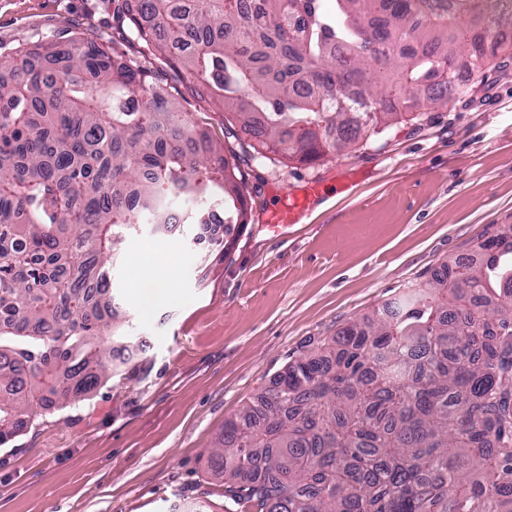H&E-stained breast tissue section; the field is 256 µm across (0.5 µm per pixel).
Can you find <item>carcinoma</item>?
<instances>
[{"instance_id":"cac0c4a2","label":"carcinoma","mask_w":512,"mask_h":512,"mask_svg":"<svg viewBox=\"0 0 512 512\" xmlns=\"http://www.w3.org/2000/svg\"><path fill=\"white\" fill-rule=\"evenodd\" d=\"M125 0L263 151L311 164L416 119L512 26L488 0ZM231 164L122 56L85 36L0 59V446L107 365L111 265L138 224L247 223ZM368 321L288 361L211 453L224 512H512V226Z\"/></svg>"}]
</instances>
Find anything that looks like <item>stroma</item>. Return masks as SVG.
Returning <instances> with one entry per match:
<instances>
[{
	"mask_svg": "<svg viewBox=\"0 0 512 512\" xmlns=\"http://www.w3.org/2000/svg\"><path fill=\"white\" fill-rule=\"evenodd\" d=\"M92 37L177 99L190 122L239 154L248 224L200 243L196 224L142 225L113 264L123 337L104 336L112 374L90 397L34 410L0 447V512H224L209 470L224 422L310 341L369 318L486 234L512 225V58L475 74L428 119L398 124L313 164L264 158L251 136L184 72L134 39L124 0H0V57ZM357 174L348 197L338 177ZM326 184L303 225L263 229L271 187ZM155 256L171 282L145 314L132 260Z\"/></svg>",
	"mask_w": 512,
	"mask_h": 512,
	"instance_id": "35a3bbf8",
	"label": "stroma"
}]
</instances>
